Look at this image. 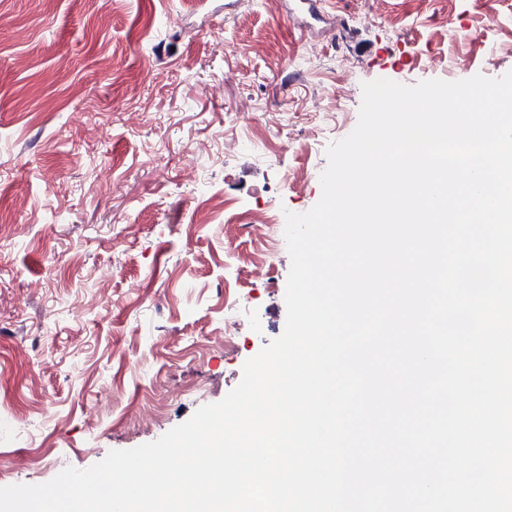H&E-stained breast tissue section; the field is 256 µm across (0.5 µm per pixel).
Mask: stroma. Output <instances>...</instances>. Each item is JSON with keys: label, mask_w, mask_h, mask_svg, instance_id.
I'll use <instances>...</instances> for the list:
<instances>
[{"label": "stroma", "mask_w": 512, "mask_h": 512, "mask_svg": "<svg viewBox=\"0 0 512 512\" xmlns=\"http://www.w3.org/2000/svg\"><path fill=\"white\" fill-rule=\"evenodd\" d=\"M512 70V0H0V480L223 399L286 323L283 232L363 83ZM239 324L224 333L225 320Z\"/></svg>", "instance_id": "stroma-1"}]
</instances>
